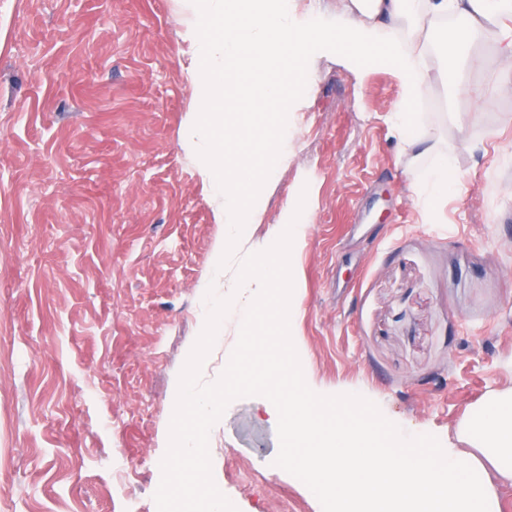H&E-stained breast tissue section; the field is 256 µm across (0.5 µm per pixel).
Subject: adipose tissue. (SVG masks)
Instances as JSON below:
<instances>
[{"label":"adipose tissue","mask_w":512,"mask_h":512,"mask_svg":"<svg viewBox=\"0 0 512 512\" xmlns=\"http://www.w3.org/2000/svg\"><path fill=\"white\" fill-rule=\"evenodd\" d=\"M336 17L328 26L298 23L288 6L271 17L257 14L251 0H189L195 19L189 33L190 70L194 75L195 111L187 130L191 146L207 158V178L216 180L218 209L225 224L240 223L246 211L241 198L245 177L253 175L252 157L241 169H224V155L211 139L224 124V87L249 76L262 82L261 92L242 89L236 98L242 111L257 115L270 109L287 110V88L304 83L297 53L319 44L346 46L354 56L386 51L405 88V100L396 111L399 135L418 121L416 101L432 84L428 58L433 45L427 25L453 18L444 33L441 50L458 57L468 54L487 25L498 26L506 40L493 87L512 93V0H339Z\"/></svg>","instance_id":"1"}]
</instances>
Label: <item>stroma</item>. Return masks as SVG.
I'll list each match as a JSON object with an SVG mask.
<instances>
[{
	"label": "stroma",
	"mask_w": 512,
	"mask_h": 512,
	"mask_svg": "<svg viewBox=\"0 0 512 512\" xmlns=\"http://www.w3.org/2000/svg\"><path fill=\"white\" fill-rule=\"evenodd\" d=\"M184 0H0V512H157L174 382L237 258L300 210L290 332L308 386L357 393L408 435L454 441L512 390V96L487 84L488 26L464 70L444 53L403 151L405 93L387 59L331 46L304 63L288 114L229 115L231 167L259 139L270 178L227 234L186 139L193 100ZM465 116L457 126L456 113ZM449 155L445 199L420 192ZM232 306L206 357L237 342ZM271 402L229 404L212 475L238 512H322L275 466Z\"/></svg>",
	"instance_id": "35a3bbf8"
}]
</instances>
